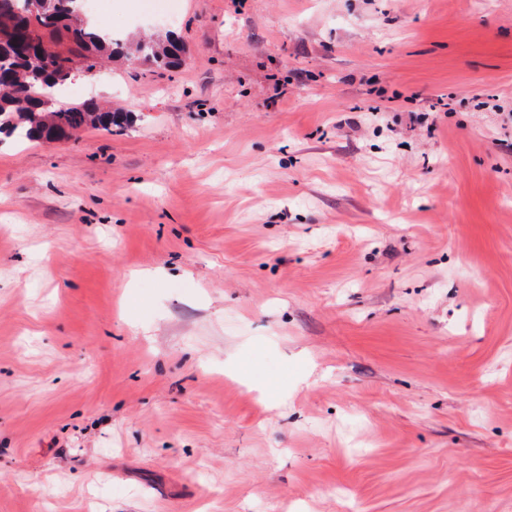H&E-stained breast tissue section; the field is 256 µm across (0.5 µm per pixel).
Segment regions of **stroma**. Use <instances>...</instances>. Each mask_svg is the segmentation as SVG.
<instances>
[{
    "instance_id": "obj_1",
    "label": "stroma",
    "mask_w": 512,
    "mask_h": 512,
    "mask_svg": "<svg viewBox=\"0 0 512 512\" xmlns=\"http://www.w3.org/2000/svg\"><path fill=\"white\" fill-rule=\"evenodd\" d=\"M167 71L0 135V512H512V0H101ZM172 49L173 44L167 37H158L155 40L142 39L130 43L126 56L137 54L160 68L174 69L181 65L182 57L174 54Z\"/></svg>"
}]
</instances>
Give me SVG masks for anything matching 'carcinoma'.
<instances>
[{
    "mask_svg": "<svg viewBox=\"0 0 512 512\" xmlns=\"http://www.w3.org/2000/svg\"><path fill=\"white\" fill-rule=\"evenodd\" d=\"M55 20L30 8V0H0V134L22 140H51L58 132L83 127L108 132L124 127L125 112L88 100L54 106L44 100L60 85L51 60L61 57L81 62L91 72L108 50V40L86 23L71 20L80 0H51ZM127 54H137L160 68L174 69L182 57L166 38L130 43Z\"/></svg>",
    "mask_w": 512,
    "mask_h": 512,
    "instance_id": "cac0c4a2",
    "label": "carcinoma"
}]
</instances>
